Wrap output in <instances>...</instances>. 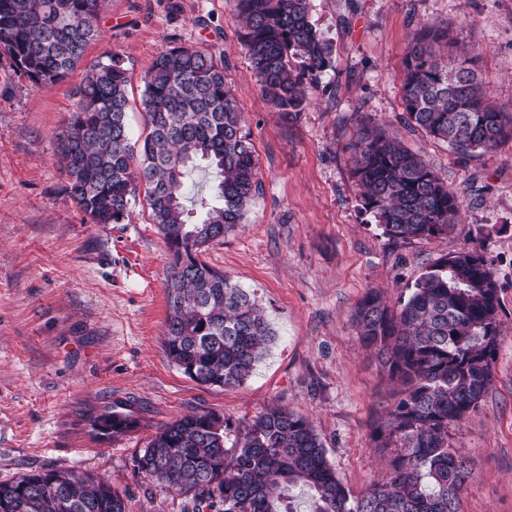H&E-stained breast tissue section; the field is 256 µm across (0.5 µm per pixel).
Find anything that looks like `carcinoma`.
<instances>
[{
	"label": "carcinoma",
	"mask_w": 512,
	"mask_h": 512,
	"mask_svg": "<svg viewBox=\"0 0 512 512\" xmlns=\"http://www.w3.org/2000/svg\"><path fill=\"white\" fill-rule=\"evenodd\" d=\"M102 0H0V52L32 86L63 80L100 36ZM240 39L272 112L295 119L334 48L310 21L311 0H235ZM128 78L119 54L87 68L61 132L57 157L73 203L94 224H118L140 188L170 262L164 350L192 380L242 384L274 333L251 294L200 259L203 248L242 223L260 191L251 133L225 82L224 63L173 46L144 75L148 130L141 146L126 122ZM401 99L409 125L463 152H492L512 140V112L496 107L474 53L449 37L448 24L425 22L404 59ZM353 175L361 206L391 239L448 232L459 196L418 154L382 125L360 124ZM206 163L219 180L211 203L184 192L187 174ZM498 283L483 254L462 249L440 258L391 308L371 291L353 321L401 390L373 432L388 458L385 479L353 498L336 476L313 424L270 408L238 431L215 412L182 416L160 429L136 458L144 477L185 496L182 512H294L290 490L309 494L312 512H460L470 482L467 461L448 446L449 429L478 409L492 383L498 350ZM133 413L92 421L105 441L137 428ZM0 512H126L102 477L46 471L0 482Z\"/></svg>",
	"instance_id": "obj_1"
}]
</instances>
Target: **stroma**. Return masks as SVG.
Masks as SVG:
<instances>
[{"label": "stroma", "mask_w": 512, "mask_h": 512, "mask_svg": "<svg viewBox=\"0 0 512 512\" xmlns=\"http://www.w3.org/2000/svg\"><path fill=\"white\" fill-rule=\"evenodd\" d=\"M429 19L472 49L491 102L512 111V0H313L335 63L292 122L261 94L234 0H103L101 36L85 57L120 54L132 139L145 135L147 68L180 44L223 62L252 134L261 190L242 224L203 254L258 301L275 332L233 387L199 384L164 353L169 252L145 198L121 223L93 224L64 191L55 136L83 68L42 88L0 72V482L84 471L117 488L127 512H181L182 496L136 469L156 431L207 411L240 428L279 406L313 423L337 476L360 496L388 471L372 431L398 387L361 343L355 308L371 290L397 306L429 265L477 247L499 285L498 352L489 391L448 444L472 471L461 512H512V141L463 154L405 124L407 44ZM365 117L458 192L453 230L393 240L363 210L350 144ZM109 408L131 411L139 428L96 441L90 420Z\"/></svg>", "instance_id": "obj_1"}]
</instances>
